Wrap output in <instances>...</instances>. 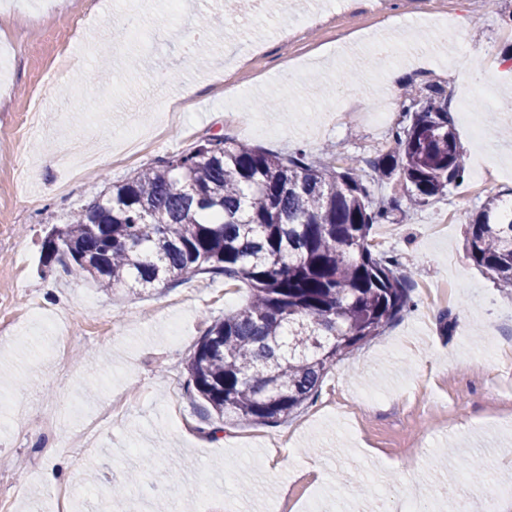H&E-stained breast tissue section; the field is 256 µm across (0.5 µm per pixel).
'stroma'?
Returning a JSON list of instances; mask_svg holds the SVG:
<instances>
[{
	"instance_id": "1",
	"label": "stroma",
	"mask_w": 512,
	"mask_h": 512,
	"mask_svg": "<svg viewBox=\"0 0 512 512\" xmlns=\"http://www.w3.org/2000/svg\"><path fill=\"white\" fill-rule=\"evenodd\" d=\"M351 0L317 32L282 47L283 17L302 21L315 0H273L253 24L265 45L246 68L224 63L237 22L222 0H106L81 40L64 47V22L24 45L11 90L8 154L0 160V491L29 483L8 512H107L111 490L146 512H402L422 488L433 512L453 495L486 500L512 486V289L466 253L468 224L487 197H512V112L490 106L512 85V0ZM469 18L445 39L420 18ZM413 33L425 58L402 64L404 86L438 83L462 94L482 70L487 99L450 115L467 166L486 161L485 190L469 183L411 205L397 181H373L366 159L389 140L400 103L373 78L365 53L330 76L350 34ZM197 85L180 112L169 106ZM386 105L389 118L372 115ZM218 134L268 152L333 146L393 223L370 241L411 271L415 308L383 336L336 362L315 399L268 425L229 424L187 387V364L207 326L244 304L246 286L200 275L169 288H99L61 263L43 266L52 227L160 158ZM55 163L42 166L45 156ZM483 461L472 483L463 460ZM65 482L44 484L47 472Z\"/></svg>"
}]
</instances>
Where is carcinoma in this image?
I'll list each match as a JSON object with an SVG mask.
<instances>
[{
	"instance_id": "1",
	"label": "carcinoma",
	"mask_w": 512,
	"mask_h": 512,
	"mask_svg": "<svg viewBox=\"0 0 512 512\" xmlns=\"http://www.w3.org/2000/svg\"><path fill=\"white\" fill-rule=\"evenodd\" d=\"M453 93L428 84L403 99L391 143L368 161L414 205L463 181L449 117ZM393 222L344 159L288 155L221 135L110 187L42 242L43 266L68 258L100 288H155L201 274L250 297L207 327L188 387L220 417L267 425L314 399L342 357L413 305L409 271L376 252L373 225ZM471 259L512 287V203L490 196L469 224Z\"/></svg>"
}]
</instances>
